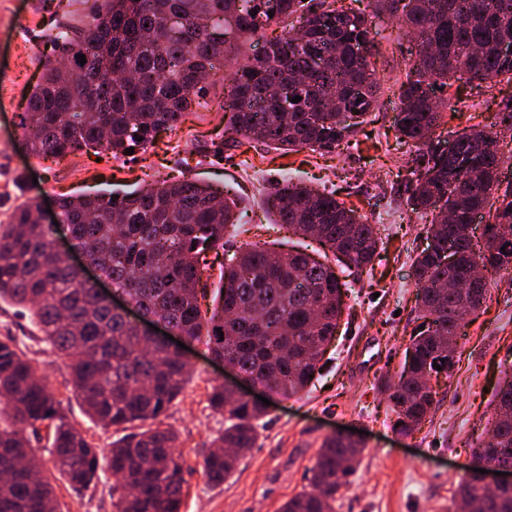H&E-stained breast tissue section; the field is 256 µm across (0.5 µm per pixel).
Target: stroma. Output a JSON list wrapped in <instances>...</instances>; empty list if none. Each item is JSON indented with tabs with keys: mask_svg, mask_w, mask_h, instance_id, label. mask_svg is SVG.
Wrapping results in <instances>:
<instances>
[{
	"mask_svg": "<svg viewBox=\"0 0 512 512\" xmlns=\"http://www.w3.org/2000/svg\"><path fill=\"white\" fill-rule=\"evenodd\" d=\"M49 0H0V221L19 205L56 201L62 194L100 189L129 191L157 180L191 178L216 189L232 186L246 210L244 230L209 252V291L219 286L220 269L237 247L289 237L264 205L281 178L330 191L354 203L378 225L382 242L374 269L350 279L339 334L332 340L313 383L285 398L269 394L270 405L258 439L223 485L208 483L200 464L224 416L209 403L214 385L234 383V374L208 352L204 343L189 347L193 370L163 425L178 435L186 461L181 512H280L295 494L308 489L311 469L324 439L341 427L362 430L365 445L350 482L341 489L336 512H452L451 499L481 436L491 427L493 404L505 372L512 370V280L491 285L483 306L460 329L451 373L434 380L437 403L420 430L397 432L387 408L385 381L396 380L414 326L416 285L413 259L426 245L424 218L410 212L401 184L410 179L415 148L396 130L398 88L415 55L394 20L365 12L380 51L373 59L379 78L378 107L356 139L332 153L308 149L286 155L253 142L224 149V114L215 105L228 86L211 85L201 105L185 112L176 130L160 132L154 144L135 155L93 154L84 149L62 159L24 154L21 115L25 92L40 77L37 58L58 25L82 24L84 6L73 0L53 12ZM448 108L433 133L449 139L471 124L486 125L506 158L501 178L512 181V128L500 114L512 107V81H458L448 89ZM10 339L33 359L49 391L61 401L70 423L108 452L121 432L89 418L74 396L65 357L42 339L30 317L0 300V340ZM51 482L62 512H113L111 474L73 490L59 473Z\"/></svg>",
	"mask_w": 512,
	"mask_h": 512,
	"instance_id": "obj_1",
	"label": "stroma"
}]
</instances>
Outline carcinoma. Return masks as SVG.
<instances>
[{
  "label": "carcinoma",
  "instance_id": "cac0c4a2",
  "mask_svg": "<svg viewBox=\"0 0 512 512\" xmlns=\"http://www.w3.org/2000/svg\"><path fill=\"white\" fill-rule=\"evenodd\" d=\"M338 0H91L87 21L57 29L59 55L39 59L40 80L26 92L20 147L29 156L60 158L83 147L115 154L141 149L157 131L177 128L215 75L229 64L233 80L219 109L229 146L242 141L292 151L331 152L360 131L376 104L378 79L370 58L376 44L366 15ZM414 41L416 52L398 93L397 128L418 146L406 202L430 217L426 248L413 271L419 308L398 381L385 389L397 430L425 421L436 393L433 364L449 371L456 350V313H475L492 278L512 274V182L496 137L486 128L463 134L456 165L437 127L448 81L512 80V0H371ZM302 30L293 33L292 17ZM276 24L282 34L264 38ZM264 39L267 51L245 57V41ZM83 54L85 64L76 55ZM299 96L301 101L291 102ZM142 140H137V137ZM59 225L74 247L111 278L141 314L190 342L205 341L214 359L284 397L302 391L319 372L336 336L343 296L351 284L335 266L362 270L377 254L375 225L332 193L287 182L270 200L275 223L317 240L333 255L321 261L293 247L252 244L224 269V285L208 321L199 294V255L224 245L239 223L233 189L219 193L190 179L112 191L61 196ZM488 215L485 242L466 233L472 215ZM509 225L508 232L500 226ZM56 225L40 222L38 207L22 204L0 224V300L28 310L45 342L69 360L73 388L87 415L103 426L155 420L183 389L187 354L113 311L55 247ZM211 406L224 414L216 450L203 458L207 480L221 485L239 456L255 446L266 411L213 388ZM47 437L54 468L80 489L100 477L101 462L121 489L114 512H180L184 460L167 428L130 432L108 456L68 426L44 378L10 340H0V512H60L45 477L25 460ZM363 444L327 437L312 468L311 488L289 498L282 512H336V495L349 484L348 461ZM473 456L512 467V373L496 395V417ZM454 512H512V485L493 496L472 480L459 483Z\"/></svg>",
  "mask_w": 512,
  "mask_h": 512
}]
</instances>
